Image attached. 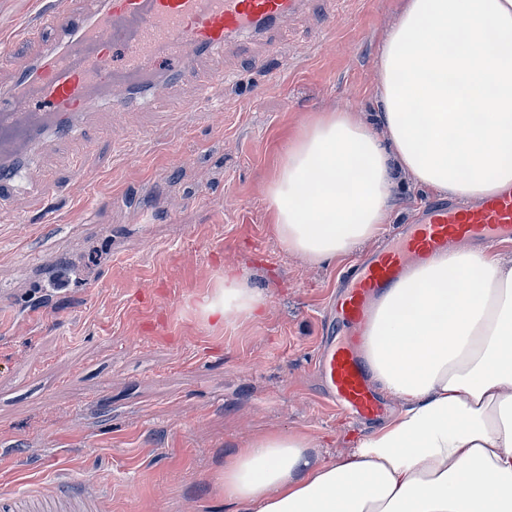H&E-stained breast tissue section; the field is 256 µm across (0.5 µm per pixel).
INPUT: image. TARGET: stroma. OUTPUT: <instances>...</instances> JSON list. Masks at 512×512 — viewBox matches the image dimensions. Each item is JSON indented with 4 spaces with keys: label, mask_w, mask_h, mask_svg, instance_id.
I'll list each match as a JSON object with an SVG mask.
<instances>
[{
    "label": "stroma",
    "mask_w": 512,
    "mask_h": 512,
    "mask_svg": "<svg viewBox=\"0 0 512 512\" xmlns=\"http://www.w3.org/2000/svg\"><path fill=\"white\" fill-rule=\"evenodd\" d=\"M404 3L316 2L274 46L206 59L235 76L222 106L196 107L182 77L164 103L87 116L95 142L40 144L10 200L22 223H0V286L21 313L0 325V495L103 482L101 512H231L215 477L236 449L299 432L331 461L369 433L322 401L315 373L361 254L286 252L267 187L307 115L379 111V50ZM436 199L399 181L385 223ZM228 270L266 303L215 331L195 308Z\"/></svg>",
    "instance_id": "35a3bbf8"
}]
</instances>
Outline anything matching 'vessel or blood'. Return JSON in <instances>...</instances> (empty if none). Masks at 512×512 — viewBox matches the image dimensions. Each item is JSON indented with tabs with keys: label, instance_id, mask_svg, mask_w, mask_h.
Masks as SVG:
<instances>
[{
	"label": "vessel or blood",
	"instance_id": "vessel-or-blood-1",
	"mask_svg": "<svg viewBox=\"0 0 512 512\" xmlns=\"http://www.w3.org/2000/svg\"><path fill=\"white\" fill-rule=\"evenodd\" d=\"M46 0L38 18L19 30L41 51L0 86V152L48 132L78 136L83 112L117 110L157 98L163 79L192 70L201 56L270 38L283 22L305 15L312 0ZM204 100L215 102L223 76L196 75ZM512 240V187L478 201L432 203L413 224L344 277L336 312L348 328L344 342L320 355L325 400L355 420L374 423L388 409L363 357V337L386 288L419 263L459 245Z\"/></svg>",
	"mask_w": 512,
	"mask_h": 512
}]
</instances>
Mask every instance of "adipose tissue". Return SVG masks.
Segmentation results:
<instances>
[{
  "instance_id": "adipose-tissue-1",
  "label": "adipose tissue",
  "mask_w": 512,
  "mask_h": 512,
  "mask_svg": "<svg viewBox=\"0 0 512 512\" xmlns=\"http://www.w3.org/2000/svg\"><path fill=\"white\" fill-rule=\"evenodd\" d=\"M376 123L310 116L267 190L283 248L319 263L375 238L397 175L481 200L512 185V0H407L379 52ZM264 295L225 272L211 329ZM364 356L399 409L326 462L298 433L237 449L216 481L235 512H512V254L464 247L380 298Z\"/></svg>"
}]
</instances>
